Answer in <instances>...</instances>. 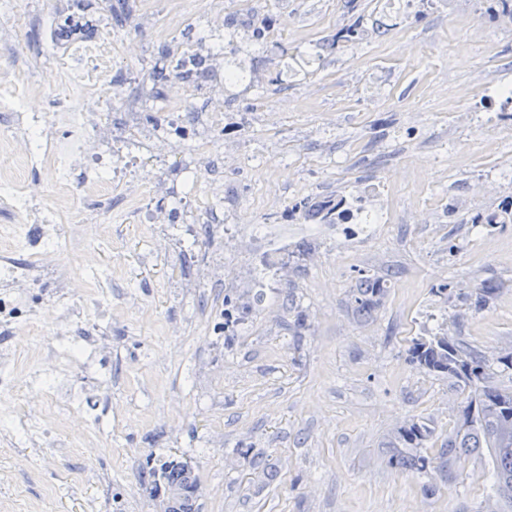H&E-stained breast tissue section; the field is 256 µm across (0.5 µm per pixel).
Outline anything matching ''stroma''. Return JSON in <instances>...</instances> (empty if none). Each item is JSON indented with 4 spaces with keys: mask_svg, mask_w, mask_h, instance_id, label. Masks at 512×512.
Returning a JSON list of instances; mask_svg holds the SVG:
<instances>
[{
    "mask_svg": "<svg viewBox=\"0 0 512 512\" xmlns=\"http://www.w3.org/2000/svg\"><path fill=\"white\" fill-rule=\"evenodd\" d=\"M112 30L115 62L139 68L176 47L198 20L223 35L226 15L270 18L225 41L224 67H251L250 84L225 85L211 131L224 156L216 183L199 159L198 191L183 212L168 205L183 155L162 144L138 154L130 139L88 121V139L116 150L125 186L154 175L146 222L113 209L107 243L87 244L88 222L68 224L79 244L60 262L77 273L112 267L109 345L96 354L109 388L73 371L91 397L112 399V431L72 422L69 446L15 448L0 439V512H162L145 486L151 462L173 456L199 477V512H493L489 464L462 457L420 474L388 463L399 428L420 422L434 456L462 418L456 378L409 359L414 339L443 327L512 387V223L471 216L512 204V19L489 0H130ZM365 35L330 52L324 39L355 22ZM332 196L390 221L326 224L296 203ZM224 207L231 234L195 246L182 264L155 249L193 239L192 212ZM265 224L267 235L252 227ZM313 250L294 275L308 314L300 347L281 325L284 260ZM388 290L371 318L350 291L359 274ZM499 285L481 309L482 281ZM238 324L224 327V301ZM85 473L74 484L76 473Z\"/></svg>",
    "mask_w": 512,
    "mask_h": 512,
    "instance_id": "stroma-1",
    "label": "stroma"
}]
</instances>
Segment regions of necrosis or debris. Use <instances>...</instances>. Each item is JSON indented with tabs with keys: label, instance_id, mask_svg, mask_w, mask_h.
I'll return each instance as SVG.
<instances>
[{
	"label": "necrosis or debris",
	"instance_id": "obj_1",
	"mask_svg": "<svg viewBox=\"0 0 512 512\" xmlns=\"http://www.w3.org/2000/svg\"><path fill=\"white\" fill-rule=\"evenodd\" d=\"M86 11L71 0H37L29 10L17 0H0V28L10 37L4 48L11 58L0 68V211L9 216L0 225V393H12L21 372H28L32 401L10 410V438L20 445L47 431L49 425L85 411L82 391L67 379L82 354L96 348L103 336L89 319L84 298L109 300L112 272L108 269L72 275L60 257L72 244L63 225L82 199L102 204L89 219L105 236L112 216V158L87 154L83 131L91 113H99L103 128H111V107L96 93L120 91L129 72L113 65L116 43L111 35L90 37L82 30ZM41 43L49 61L30 72V49ZM44 179L62 192L55 204H41L27 185ZM54 285L47 304L53 312L51 349L54 366L39 369V347L26 332L44 323L41 309L32 307L28 291L37 282Z\"/></svg>",
	"mask_w": 512,
	"mask_h": 512
}]
</instances>
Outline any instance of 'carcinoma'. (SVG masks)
<instances>
[{
    "mask_svg": "<svg viewBox=\"0 0 512 512\" xmlns=\"http://www.w3.org/2000/svg\"><path fill=\"white\" fill-rule=\"evenodd\" d=\"M129 0H109L112 24L122 26L130 18ZM361 26L348 27L327 40L326 46L334 49L339 43H355L362 39ZM344 201L335 203L319 201L304 210L315 211L327 224H338L349 219V211L343 209ZM384 279L360 275L351 291V304L355 312L368 318L379 306L384 295ZM308 314L295 306L286 308L283 322L292 333L293 343L304 338ZM411 361L428 371L448 374L471 384L476 376L482 386L467 398L463 418L438 456V467L448 468L455 460L469 454L488 452L492 460V477L498 499L512 508V439L505 438L506 423L512 421V391L499 388L488 381L486 360L468 351L448 337V332L422 336L412 342L409 349ZM461 358L462 369H448L451 356ZM431 431L416 422L400 429L397 444L391 447L388 464L394 469L427 472L433 459L421 454ZM150 496L163 497L164 512H198L196 506L197 477L194 469L174 458L159 460L152 468Z\"/></svg>",
    "mask_w": 512,
    "mask_h": 512,
    "instance_id": "1",
    "label": "carcinoma"
}]
</instances>
